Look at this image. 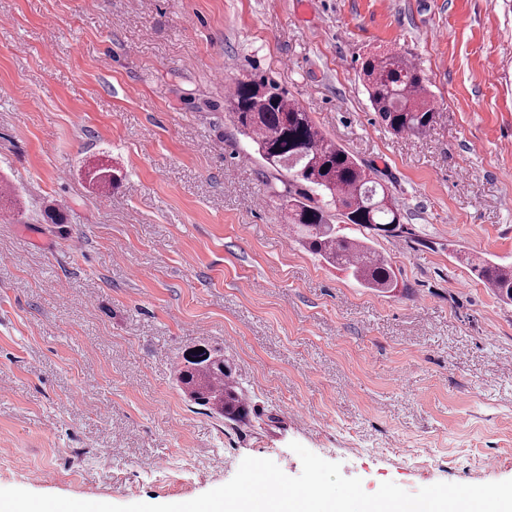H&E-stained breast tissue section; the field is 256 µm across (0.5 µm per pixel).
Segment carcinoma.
<instances>
[{
    "label": "carcinoma",
    "instance_id": "1",
    "mask_svg": "<svg viewBox=\"0 0 512 512\" xmlns=\"http://www.w3.org/2000/svg\"><path fill=\"white\" fill-rule=\"evenodd\" d=\"M361 81L373 111L395 134H423L432 126L427 79L411 59L399 52L367 57L361 63ZM226 108L236 126L273 169L285 173L288 184L289 229L327 264L349 272L361 285L390 291L397 287L392 263L370 239L341 233L332 223L338 214L345 224H357L375 234L392 236L401 213L388 188L370 169L344 148L326 138L310 113L279 83L253 76L233 83ZM89 182L105 189L119 178L111 168L92 167ZM488 287L512 301V266L464 258ZM182 393L194 404L235 419L245 414V404L224 365L219 350L196 351L178 369Z\"/></svg>",
    "mask_w": 512,
    "mask_h": 512
}]
</instances>
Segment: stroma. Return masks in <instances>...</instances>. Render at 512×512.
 <instances>
[{"label":"stroma","instance_id":"stroma-1","mask_svg":"<svg viewBox=\"0 0 512 512\" xmlns=\"http://www.w3.org/2000/svg\"><path fill=\"white\" fill-rule=\"evenodd\" d=\"M391 51L428 79L426 134L371 108L361 61ZM255 74L390 187L394 290L289 235L224 109ZM0 186V488L181 503L247 457L299 475L294 441L370 494L512 479V304L461 261L512 265V0H0ZM199 347L244 419L180 391Z\"/></svg>","mask_w":512,"mask_h":512}]
</instances>
